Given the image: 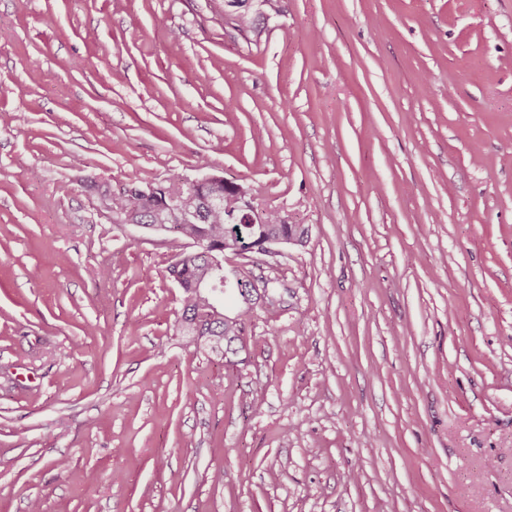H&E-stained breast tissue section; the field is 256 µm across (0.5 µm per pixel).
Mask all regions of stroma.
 <instances>
[{
  "mask_svg": "<svg viewBox=\"0 0 512 512\" xmlns=\"http://www.w3.org/2000/svg\"><path fill=\"white\" fill-rule=\"evenodd\" d=\"M221 10L0 0V512H512V0ZM206 174L309 229L229 359L100 203Z\"/></svg>",
  "mask_w": 512,
  "mask_h": 512,
  "instance_id": "1",
  "label": "stroma"
}]
</instances>
